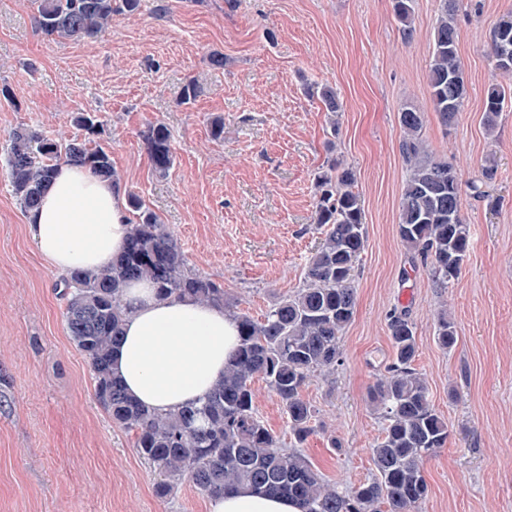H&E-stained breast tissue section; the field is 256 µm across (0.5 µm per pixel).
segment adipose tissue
I'll return each mask as SVG.
<instances>
[{"label": "adipose tissue", "mask_w": 512, "mask_h": 512, "mask_svg": "<svg viewBox=\"0 0 512 512\" xmlns=\"http://www.w3.org/2000/svg\"><path fill=\"white\" fill-rule=\"evenodd\" d=\"M39 254L60 275L109 266L130 231L123 190L90 169L60 164L27 216ZM123 336L112 370L127 393L159 413L201 402L224 375L238 345L235 318L222 306L159 297L150 282L124 292ZM209 512H300L295 502L240 489L209 502Z\"/></svg>", "instance_id": "adipose-tissue-1"}]
</instances>
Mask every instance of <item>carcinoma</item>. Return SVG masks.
I'll return each mask as SVG.
<instances>
[{
	"label": "carcinoma",
	"instance_id": "carcinoma-1",
	"mask_svg": "<svg viewBox=\"0 0 512 512\" xmlns=\"http://www.w3.org/2000/svg\"><path fill=\"white\" fill-rule=\"evenodd\" d=\"M34 2L36 25L46 37L94 41L116 16L135 13L140 0ZM412 2L393 0L406 37L413 33ZM459 2L439 0L428 69L433 110L447 128L457 123L468 95L458 53ZM489 59L494 69L512 73V15L494 22ZM510 101L512 90L489 85L484 99L488 132L495 130ZM424 122L425 113L418 107L400 106V151L407 177L397 233L412 259L429 267L440 287L449 288L468 255L470 230L464 221L449 219L463 206L461 174L452 160L427 150L421 135ZM143 139L153 170L167 174L174 164L167 126L149 125ZM64 162L118 180L109 152L87 139L60 141L28 127L10 134L6 169L24 211L37 207L42 189ZM355 180L352 169L335 161L318 176L316 223L323 228V238L307 259L303 285L277 298L259 319L234 314L240 344L224 378L198 405L158 414L130 398L112 375V350L126 316L123 288L130 281L147 279L164 297L229 307L224 287L187 269L177 241L155 214L142 210L137 197H129L137 219L123 254L106 270L80 271L65 280L68 335L90 364L99 403L115 424L135 435L138 455L157 476L158 496H170L187 479L212 497L242 487L287 496L301 512H417L426 498L423 461L447 445L448 423L436 411L427 381L416 368L415 326L405 312L389 317V363L369 391L382 422L381 437L370 450L372 478L338 490L299 452L316 432L317 422V410L303 398V389L311 376L335 368L341 360L342 331L356 306L355 268L365 248L366 228ZM435 340L444 350L457 343L455 322L445 310L437 316ZM256 378L264 379L282 404L293 449L283 448L258 416L252 388Z\"/></svg>",
	"mask_w": 512,
	"mask_h": 512
}]
</instances>
